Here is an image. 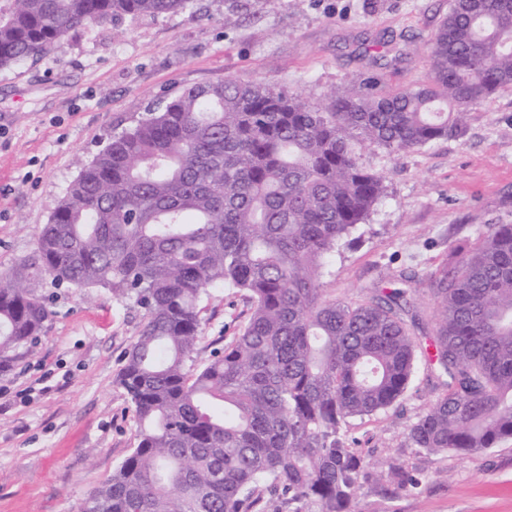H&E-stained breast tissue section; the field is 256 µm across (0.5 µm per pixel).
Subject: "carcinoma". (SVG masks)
<instances>
[{
	"mask_svg": "<svg viewBox=\"0 0 512 512\" xmlns=\"http://www.w3.org/2000/svg\"><path fill=\"white\" fill-rule=\"evenodd\" d=\"M190 0H11L0 68L65 37ZM429 83L380 97L358 76L326 106L262 83L187 87L82 165L34 254L0 273V365L49 310L32 290L106 288L143 325L117 383L137 445L79 512H354L362 483L416 478L349 447L343 429L392 407L424 357L445 392L413 448L473 454L512 438V224H491L430 281L436 328L416 343L413 291L351 303L321 269L386 197L363 163L466 131L469 108L512 88V0H456L430 44ZM244 295L245 323L196 363L208 290Z\"/></svg>",
	"mask_w": 512,
	"mask_h": 512,
	"instance_id": "cac0c4a2",
	"label": "carcinoma"
}]
</instances>
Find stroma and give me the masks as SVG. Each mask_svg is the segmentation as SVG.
<instances>
[{
    "instance_id": "stroma-1",
    "label": "stroma",
    "mask_w": 512,
    "mask_h": 512,
    "mask_svg": "<svg viewBox=\"0 0 512 512\" xmlns=\"http://www.w3.org/2000/svg\"><path fill=\"white\" fill-rule=\"evenodd\" d=\"M452 0H191L183 10L127 15L65 38L37 62L0 69V272L32 256L39 232L113 134L148 105L193 84L261 82L324 104L355 75L387 96L432 76L429 47ZM389 195L326 266V291L344 301L422 285L411 329H435L427 285L488 225L512 224V90L473 104L465 136L396 155L363 157ZM34 291L50 310L31 350L0 371V512H78L136 445L137 422L116 382L142 313L104 288ZM198 362L244 323L242 297L214 288L203 302ZM419 369L392 408L351 420L348 443L388 456L421 482L390 496L365 483L359 512H512V439L462 455L411 447L410 427L439 395Z\"/></svg>"
}]
</instances>
